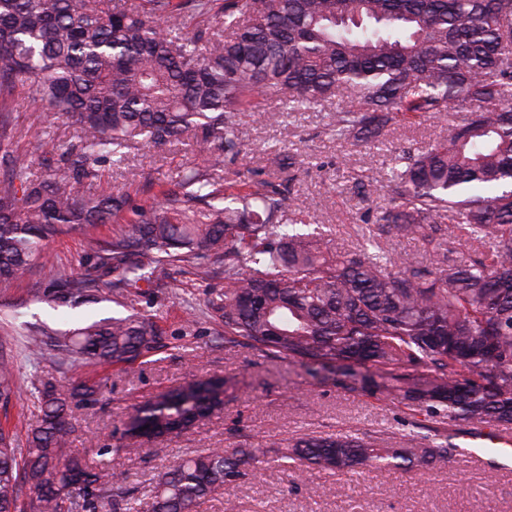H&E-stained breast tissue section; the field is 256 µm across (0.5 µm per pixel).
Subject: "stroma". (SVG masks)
Segmentation results:
<instances>
[{"mask_svg": "<svg viewBox=\"0 0 512 512\" xmlns=\"http://www.w3.org/2000/svg\"><path fill=\"white\" fill-rule=\"evenodd\" d=\"M281 105L273 97L263 100L264 108L280 111L275 124L255 112L240 113L245 150L237 168L256 171L271 167L281 153L293 155L299 217L310 224L329 225L331 248L339 253L353 250L363 227L374 223L381 199L363 200L357 186L368 181L384 185L392 147L434 144L446 137L449 122L466 118L465 113L454 112L446 119L394 125L379 141L365 143L337 138L335 105L285 113ZM6 106L18 152L28 150L30 131L36 127L42 131L44 151H59L69 140L66 120L35 111L23 88L12 92ZM187 157L181 145L162 155L142 147L132 150L124 162L102 167L97 182L103 188L124 184L136 204L147 206L153 195L144 191V184L174 177ZM111 232L106 225L89 236L62 234L28 276L0 284V339L12 347L20 388L18 400L0 407V423L9 427L18 443H25L38 413L31 397L34 382L61 383L76 372L101 380L102 390L96 401L71 403L70 450L92 464L126 473L129 487L140 495L181 458L208 448H258L267 464L232 490L236 512H512V469L490 468L460 455L409 473L364 467L341 479L316 469L292 473L279 468L277 457L311 436H373L389 447H405L402 419L420 421L424 415L392 408L384 394L343 389L339 372H311L248 348L226 346L209 321L199 320L193 335H185L191 309L202 304L207 291L205 283L186 269L173 271L167 287L147 289L140 301L165 332L163 346L156 352L122 369L86 365L74 372L48 361L31 364L24 349L26 323L40 318L71 326L86 317L125 315L124 307L107 301L56 312L30 300L32 288L45 272L54 268L80 273L89 237L103 240ZM194 378L223 380L221 411L170 437L168 451L161 456L153 454L150 443L126 435L127 417L135 406ZM115 446L120 447V455L112 454ZM339 481L346 487L341 496L333 491Z\"/></svg>", "mask_w": 512, "mask_h": 512, "instance_id": "obj_1", "label": "stroma"}]
</instances>
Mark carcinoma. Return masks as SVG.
Wrapping results in <instances>:
<instances>
[{
  "label": "carcinoma",
  "mask_w": 512,
  "mask_h": 512,
  "mask_svg": "<svg viewBox=\"0 0 512 512\" xmlns=\"http://www.w3.org/2000/svg\"><path fill=\"white\" fill-rule=\"evenodd\" d=\"M17 84L73 132L56 157L37 131L19 153L0 121V283L31 272L60 234L134 214L91 244L83 273L51 270L33 288L53 309L104 301L110 288L129 314L68 330L36 323L30 358L132 364L164 336L137 308L140 288L165 286L175 267L206 281L218 266L224 283L204 304L224 343L333 367L347 391L385 388L431 419L410 422L418 451L310 437L281 455L295 467L409 473L454 459L449 421L512 424V0H0V97ZM266 95L293 109L340 100L336 136L356 141L451 111L469 118L437 145L394 151L378 223L338 254L329 227L296 218L293 158L249 172L242 193L225 186L243 150L239 112ZM138 142L192 150L157 202L82 189ZM444 216L476 243L461 260L448 259ZM382 237L420 243L431 264L379 249ZM100 389L86 378L34 387L24 448L0 428V512H196L265 463L255 449L209 448L136 498L127 476L67 451L69 400ZM18 393L0 341V404ZM223 406V382L191 379L138 407L126 431L161 442Z\"/></svg>",
  "instance_id": "cac0c4a2"
}]
</instances>
